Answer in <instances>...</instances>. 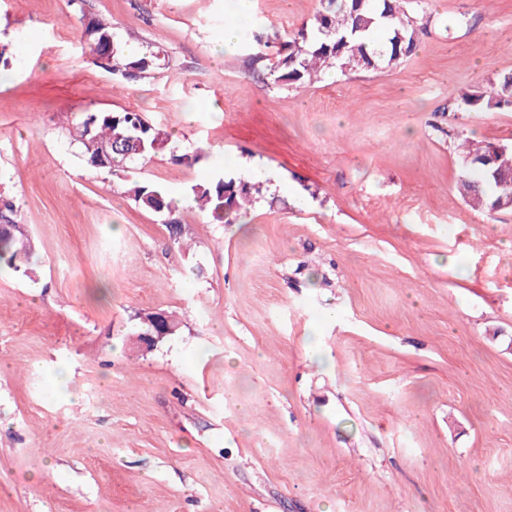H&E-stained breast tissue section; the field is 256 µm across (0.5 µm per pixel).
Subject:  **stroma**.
<instances>
[{"instance_id": "stroma-1", "label": "stroma", "mask_w": 512, "mask_h": 512, "mask_svg": "<svg viewBox=\"0 0 512 512\" xmlns=\"http://www.w3.org/2000/svg\"><path fill=\"white\" fill-rule=\"evenodd\" d=\"M318 7L254 0L238 32ZM233 9L0 0V194L37 243L0 268V512H512V209L456 188L458 134L512 145V111L445 110L512 70V0H425L398 67L300 89L216 58ZM95 18L156 69L97 66ZM123 110L171 136L128 172L171 217L67 133ZM221 170L263 185L232 224L190 199ZM153 311L181 329L143 352ZM127 192L136 203L155 213L170 214L173 211V203L160 185L128 180Z\"/></svg>"}]
</instances>
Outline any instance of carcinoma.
Wrapping results in <instances>:
<instances>
[{
    "instance_id": "cac0c4a2",
    "label": "carcinoma",
    "mask_w": 512,
    "mask_h": 512,
    "mask_svg": "<svg viewBox=\"0 0 512 512\" xmlns=\"http://www.w3.org/2000/svg\"><path fill=\"white\" fill-rule=\"evenodd\" d=\"M421 6V0H320L319 8L305 25L279 42L277 62L268 65L267 50L278 35L260 29L249 35L247 63L253 71H265L274 82L295 88L311 83L324 69L342 73L357 69L392 68L410 57L420 32L418 17L407 5ZM83 40L109 51L110 61L100 67L121 80L130 81L150 73L158 57L152 52L124 54L118 46L117 26L93 20ZM512 110V73H503L488 89L462 88L448 99L445 112H491ZM75 141L83 148L87 162L95 167L99 151L112 147L106 168L119 176L136 160L163 152L169 133L146 122L134 111L87 112L74 123ZM469 164L483 167L493 158L491 168L512 173V149L493 151L487 144L469 149L468 139L458 144ZM458 190L475 207L500 209V193L494 182L467 175L458 180ZM259 181H244L216 174L191 188L194 203L208 222L232 224L240 210L261 193ZM133 200L155 213H172L173 203L165 189L139 180L128 182ZM13 201L0 196V264L18 271L28 264L35 243L21 224L15 223Z\"/></svg>"
}]
</instances>
